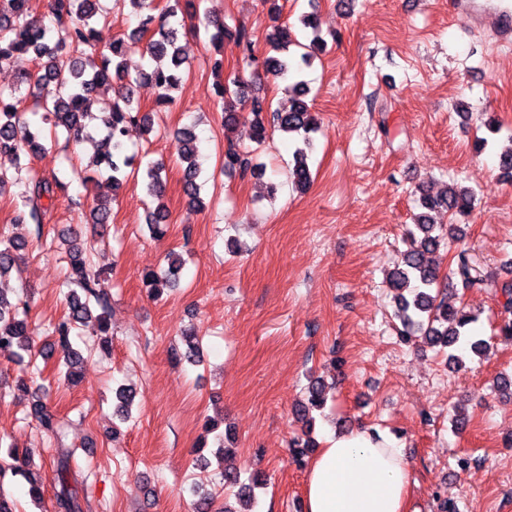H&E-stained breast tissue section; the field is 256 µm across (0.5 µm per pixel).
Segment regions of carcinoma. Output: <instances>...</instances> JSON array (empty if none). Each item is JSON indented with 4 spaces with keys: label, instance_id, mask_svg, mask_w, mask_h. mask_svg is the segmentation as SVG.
<instances>
[{
    "label": "carcinoma",
    "instance_id": "cac0c4a2",
    "mask_svg": "<svg viewBox=\"0 0 512 512\" xmlns=\"http://www.w3.org/2000/svg\"><path fill=\"white\" fill-rule=\"evenodd\" d=\"M210 2L167 0L161 7L158 0H116V4L129 8L137 20V27L128 38L146 40L145 54L156 61L153 67L139 65L133 68L127 59L128 38H115L104 47L98 45V26L109 24L111 17L110 8L103 5V0H50L47 14L41 17L29 14L28 0H3L0 3V65L15 57L30 55L36 67L18 73L14 87L0 88V160L6 158L12 165L10 169L0 166V196L18 183V174L23 170L22 158L45 149L44 125L50 123L62 128L67 140L93 145L84 184L105 177L112 190L117 192L130 173L140 175L147 195L155 203L148 215L150 230L157 237L166 234L168 209L163 201L166 161L162 158L136 161L135 155L126 152L125 136L130 126H140L146 131L153 128L152 112L142 111L134 99L133 85L141 81L153 84L158 90L156 104L164 105L172 102L171 92L182 81L186 60L178 41L180 27L185 21L176 20L180 13L190 19H203L205 27L213 28L210 42L214 46H224L226 39L234 41L247 52L250 64L261 63L266 75L283 84L290 102L286 108L274 109L252 95L251 85L239 77L217 83L215 92L224 102V126L235 121L236 107L247 106L253 115V141L264 142L272 130L302 137V144L294 150L292 175L297 191L306 193L312 183L308 152L311 150L310 134L316 132V121L305 100L307 85L301 79V65H309L311 54L303 53L300 59H295L290 47H299L301 43L294 39L288 26L281 24L273 26L267 35L274 54L258 59L254 54L252 34L246 25L224 23ZM108 91L113 97L99 116L104 136L97 140L87 130L86 118L92 116V106L101 94ZM28 98L33 99L30 110L23 107ZM198 153L193 129L177 130L173 156L183 169L188 205L197 210L203 208L198 183L201 176ZM224 172H234L243 178L254 172V166L246 153L230 146L224 153ZM63 190L65 184L56 178L30 177L25 190L19 192L21 203L14 222L35 225L36 236H41L43 220L58 192ZM111 203L108 198L93 199L92 223L101 226L109 223ZM474 205V192L454 183L437 195L422 194L420 206L424 212L419 214L416 224L422 237L416 246L401 255L400 263L388 275L401 322L399 336L409 340L418 334L434 347L450 348L453 353L448 358L459 366L470 353L485 354L489 344L472 334V325L478 317L462 303L457 287L481 288L488 285V278L473 265L466 249L456 252L445 276L441 275L440 265L432 255L439 250L444 237H455L456 221L469 216ZM435 214L448 218V225L435 224ZM25 250V241L0 231V277L21 268ZM180 269L181 265L171 260L167 267L147 272L144 283L151 294L158 295L178 282ZM72 284L74 288L66 296L67 314L53 326V340L45 347L43 355L48 358L57 351L68 367L76 368L83 364L84 356L76 347L73 331L94 318L99 321L100 331L108 332L106 314L111 300L103 273L83 262L73 269ZM501 292L505 302L500 333L505 339L512 340V280L501 284ZM33 348L27 304L22 299L13 303L0 291V350L13 353L15 362L22 365L25 358L32 355ZM328 392L329 386L323 379L309 382L298 414L304 417L312 410H322ZM135 397V390L119 387L114 414L128 416ZM31 414L45 432L62 438V422L50 414L43 403L33 404ZM7 455L17 462L12 473L26 480L30 497L41 499L42 486L29 476L17 449L8 447ZM70 459L69 451L59 449L56 458L57 512H80L81 509L71 485ZM264 482L262 475H254L251 483L237 492L240 509L226 508L224 512H255L257 498L254 490Z\"/></svg>",
    "mask_w": 512,
    "mask_h": 512
}]
</instances>
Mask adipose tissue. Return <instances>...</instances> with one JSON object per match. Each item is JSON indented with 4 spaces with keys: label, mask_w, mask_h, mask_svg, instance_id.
Masks as SVG:
<instances>
[{
    "label": "adipose tissue",
    "mask_w": 512,
    "mask_h": 512,
    "mask_svg": "<svg viewBox=\"0 0 512 512\" xmlns=\"http://www.w3.org/2000/svg\"><path fill=\"white\" fill-rule=\"evenodd\" d=\"M411 464L382 432L329 434L310 464L305 512H406Z\"/></svg>",
    "instance_id": "ef3b65f1"
}]
</instances>
